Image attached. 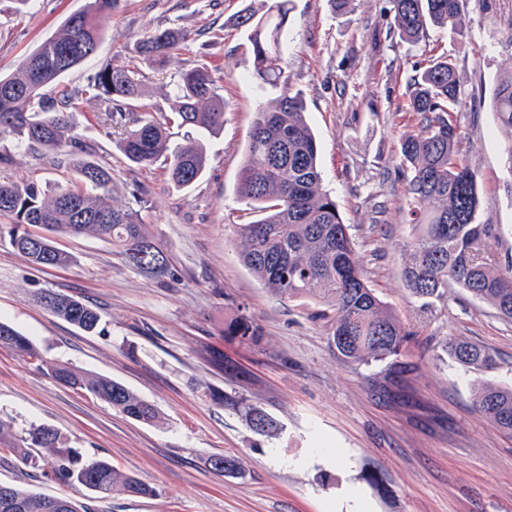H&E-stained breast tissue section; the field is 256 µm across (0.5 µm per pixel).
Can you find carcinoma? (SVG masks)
I'll list each match as a JSON object with an SVG mask.
<instances>
[{"label": "carcinoma", "mask_w": 512, "mask_h": 512, "mask_svg": "<svg viewBox=\"0 0 512 512\" xmlns=\"http://www.w3.org/2000/svg\"><path fill=\"white\" fill-rule=\"evenodd\" d=\"M394 31L400 39L417 43L432 27L458 34L463 0H389ZM112 10V0H91L89 6L66 18L60 27L29 54L12 73L0 76V137L15 135L29 146L73 156L80 150L74 136L72 100L87 97L105 104V126L131 123L120 139L123 155L132 163L149 165L168 154L167 176L181 188L192 186L204 173L208 158L203 145L189 141L169 145L170 119L138 112L132 102L142 93L140 69L102 66L82 87L46 98L42 90L69 70L95 56L102 43L100 18ZM286 0H261V8L240 14L237 25L249 31L252 76L276 81L282 73L281 48L287 33ZM186 42L175 28L156 32L141 41L139 54L149 67ZM407 120L413 130L399 140L405 169L407 215L411 226V260L402 277L418 300L441 299L448 284L489 302L499 316L512 322V257L501 260L489 251L503 228L480 219L478 171L460 153L456 112L461 103L453 64L432 59L411 79ZM500 126L509 134L504 166L512 176V79L502 82L493 102ZM174 120L210 134L224 127V98L214 89L209 71L195 67L182 72L174 94ZM75 176L65 186L48 189L34 181H0V216L11 218L9 245L34 268H66L75 256L54 245L30 244L35 226L52 233L92 237L115 246L125 263L154 279L169 264L152 241L138 214L116 208L109 201L110 169L76 161ZM237 194L257 213V219L237 227L243 240V264L270 293L289 299H314L333 306L329 341L343 358L385 360L399 356L411 332L396 318L369 284L351 225L344 223L336 201L323 188L315 135L305 119L297 95L283 94L274 105H261L248 132L245 159ZM45 309L94 333L101 315L94 307L68 294L46 290L36 294ZM262 329L256 320L239 313L224 323L222 337L259 343ZM45 370L56 382L86 391L126 416L156 422L155 406L105 376L45 359L36 343L15 326L0 320V348ZM450 356L460 365L487 369L495 364L491 352L476 343H449ZM201 359L215 370L229 369L224 353L211 344L199 349ZM476 406L501 430L512 434V387L487 385L476 394ZM234 409L249 425L268 436L276 422L243 402ZM26 467L42 470L53 480L83 491L89 500L105 499L119 487L131 496L156 491L133 475L118 472L104 459L87 461L75 448L60 447L57 431L31 425L7 449ZM208 465L219 476L236 475L238 462L214 455ZM0 512H91L71 497L51 496L15 484L0 483Z\"/></svg>", "instance_id": "obj_1"}]
</instances>
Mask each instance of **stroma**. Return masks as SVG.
I'll return each mask as SVG.
<instances>
[{"instance_id":"stroma-1","label":"stroma","mask_w":512,"mask_h":512,"mask_svg":"<svg viewBox=\"0 0 512 512\" xmlns=\"http://www.w3.org/2000/svg\"><path fill=\"white\" fill-rule=\"evenodd\" d=\"M89 0H0V75ZM253 0H114L97 58L66 73L61 86L85 85L102 64L140 66L139 42L166 27L187 41L162 72L146 70L140 106L170 114L180 74L203 66L224 98V128L204 140L208 165L187 188L171 184L164 160L130 163L120 136L102 125L101 102L76 100L75 135L87 159L110 168L112 203L138 212L170 273L151 279L96 238L57 234L77 261L37 270L0 241V319L32 337L50 361L109 377L155 405V423L133 420L87 392L65 387L0 348V417L15 430L46 424L64 447L103 458L156 489L151 498L113 492L93 512H344L352 498L366 512H512V435L474 404L488 384L512 386V323L464 290L425 306L405 288L410 259L398 141L414 68L452 61L459 79L460 150L479 171L480 216L512 226L503 147L492 108L512 77V0H463L462 32L430 30L408 44L393 31L388 0H291L282 74L262 85L252 75L249 32L234 17ZM305 104L323 187L353 225L363 268L412 335L383 361L340 358L329 344L322 303L271 295L242 264L236 227L252 216L236 188L258 104L283 93ZM71 174L68 157L0 137V179L50 186ZM55 290L97 308L99 333H86L39 307ZM247 310L262 328L258 344L227 341L225 321ZM489 348L495 365L475 370L449 356L450 339ZM223 350L237 373L218 375L198 356L201 343ZM253 405L278 434L253 430L213 400L211 390ZM236 458L241 476H216L207 460ZM0 483L53 495L70 486L0 455Z\"/></svg>"}]
</instances>
